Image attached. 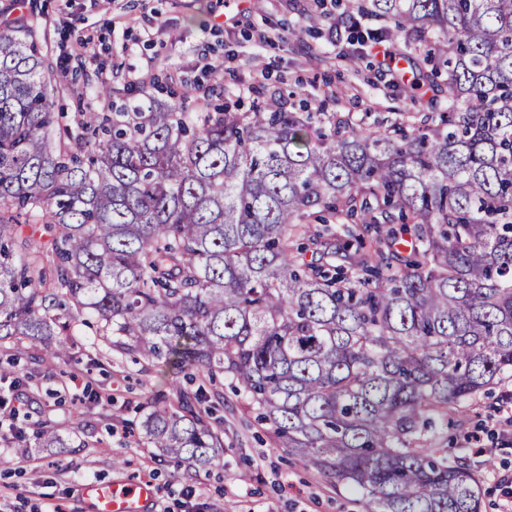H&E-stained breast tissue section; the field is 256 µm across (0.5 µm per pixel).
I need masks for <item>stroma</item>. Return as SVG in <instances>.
I'll list each match as a JSON object with an SVG mask.
<instances>
[{
	"label": "stroma",
	"instance_id": "obj_1",
	"mask_svg": "<svg viewBox=\"0 0 512 512\" xmlns=\"http://www.w3.org/2000/svg\"><path fill=\"white\" fill-rule=\"evenodd\" d=\"M320 10L319 0H0V22L21 19L35 30L50 63L48 94L69 116L111 111V98L97 88L137 99L159 80L191 100L220 85L245 107L257 90L288 109L326 99L331 111L376 130L417 121L425 104L413 100L398 66L382 56L403 52L404 38L360 41L333 17L309 28L307 16ZM256 56L262 66L253 65ZM70 344L68 357L50 365L38 362L41 348L28 344L18 353L0 345L1 363L17 358L19 370L31 374L20 391L19 429L47 420L73 437L68 448L31 449L23 465L13 449L0 452V512H88L78 493L84 482L133 485L146 468L170 512H362L357 493L276 448L243 392L228 384L220 387L224 404L217 410L224 419L218 464L197 468L160 456L143 439V406L179 387L208 386L206 373L189 381L113 352L91 319L75 326ZM507 393L511 378L481 394L468 418L445 434L451 448L476 432L481 447L497 450L492 458L469 459L481 480L482 512H499L500 478L512 475V447H496ZM186 488L193 498L183 497Z\"/></svg>",
	"mask_w": 512,
	"mask_h": 512
}]
</instances>
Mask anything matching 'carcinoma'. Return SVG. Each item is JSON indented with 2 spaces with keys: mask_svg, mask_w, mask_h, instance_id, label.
Returning <instances> with one entry per match:
<instances>
[{
  "mask_svg": "<svg viewBox=\"0 0 512 512\" xmlns=\"http://www.w3.org/2000/svg\"><path fill=\"white\" fill-rule=\"evenodd\" d=\"M393 21L448 108L368 130L307 103L192 109L145 92L65 138L31 32L0 28V342L83 315L112 350L230 377L274 443L363 512H481L448 412L512 377V0H334ZM413 225L341 253L316 224ZM51 231L48 247L22 225ZM146 413L151 448L224 447L203 389ZM36 448L71 444L47 422Z\"/></svg>",
  "mask_w": 512,
  "mask_h": 512,
  "instance_id": "1",
  "label": "carcinoma"
}]
</instances>
